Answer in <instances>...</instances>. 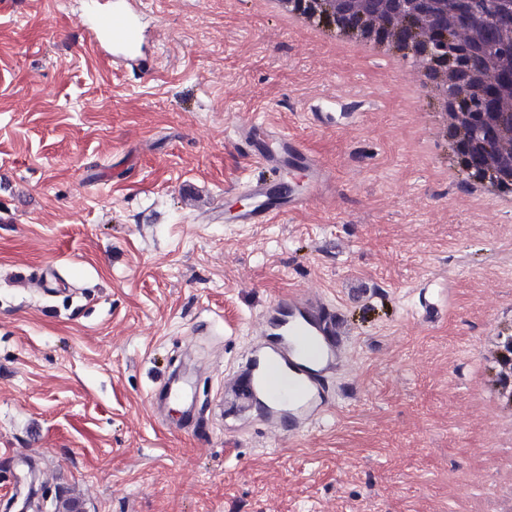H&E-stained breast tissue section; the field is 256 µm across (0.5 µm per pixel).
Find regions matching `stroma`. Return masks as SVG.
<instances>
[{"label":"stroma","instance_id":"stroma-1","mask_svg":"<svg viewBox=\"0 0 512 512\" xmlns=\"http://www.w3.org/2000/svg\"><path fill=\"white\" fill-rule=\"evenodd\" d=\"M87 0H0V512H485L512 489L479 351L512 320V215L448 177L415 59L355 56L261 0H147L148 72L82 27ZM353 120L316 127L312 106ZM261 118L336 183L275 224H201L253 170ZM53 276L43 288L20 272ZM382 299L333 418L276 436L224 400L294 289ZM186 368L183 427L152 392Z\"/></svg>","mask_w":512,"mask_h":512}]
</instances>
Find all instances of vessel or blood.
<instances>
[{"label": "vessel or blood", "instance_id": "b4317fda", "mask_svg": "<svg viewBox=\"0 0 512 512\" xmlns=\"http://www.w3.org/2000/svg\"><path fill=\"white\" fill-rule=\"evenodd\" d=\"M144 0H112L107 10H87L85 31L93 49L111 52L120 66L144 68ZM261 173L239 182L234 195L251 201L243 209L215 206L213 220L272 224L316 198L333 175L295 136L270 123L252 121L236 143ZM373 289L351 282L343 301L287 295L262 315L260 340L242 370L224 382L243 406L262 402L277 430L317 422L334 412L329 379L354 334L343 302L369 304Z\"/></svg>", "mask_w": 512, "mask_h": 512}]
</instances>
